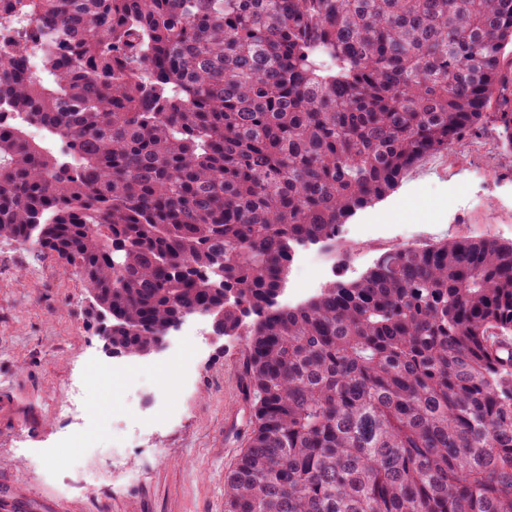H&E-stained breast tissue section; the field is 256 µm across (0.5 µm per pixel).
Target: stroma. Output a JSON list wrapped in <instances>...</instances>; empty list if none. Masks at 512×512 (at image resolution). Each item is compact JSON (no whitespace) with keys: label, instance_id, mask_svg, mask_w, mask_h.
Returning a JSON list of instances; mask_svg holds the SVG:
<instances>
[{"label":"stroma","instance_id":"obj_1","mask_svg":"<svg viewBox=\"0 0 512 512\" xmlns=\"http://www.w3.org/2000/svg\"><path fill=\"white\" fill-rule=\"evenodd\" d=\"M391 219L416 228L420 245L460 236L511 243L512 157L496 123L468 132L454 153L425 157L348 224L368 228ZM100 328L82 279L61 258L0 240V401L8 407L0 412V512H224V476L249 431L243 338L224 336L192 353L188 390L161 353L131 358L134 366L160 364L168 398L189 412L157 421L145 436H116L113 412L139 407L106 370L113 359ZM81 371L95 377L87 398L95 437L62 448L66 421L55 405ZM115 446L127 447L121 465L137 476L115 478L111 490L81 479L70 488L42 476L76 461L104 465Z\"/></svg>","mask_w":512,"mask_h":512}]
</instances>
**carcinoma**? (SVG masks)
<instances>
[{
	"instance_id": "obj_1",
	"label": "carcinoma",
	"mask_w": 512,
	"mask_h": 512,
	"mask_svg": "<svg viewBox=\"0 0 512 512\" xmlns=\"http://www.w3.org/2000/svg\"><path fill=\"white\" fill-rule=\"evenodd\" d=\"M19 27L0 237L65 260L130 356L259 317L224 512H512V244L400 246L276 306L295 246L488 108L512 152V0H0Z\"/></svg>"
}]
</instances>
